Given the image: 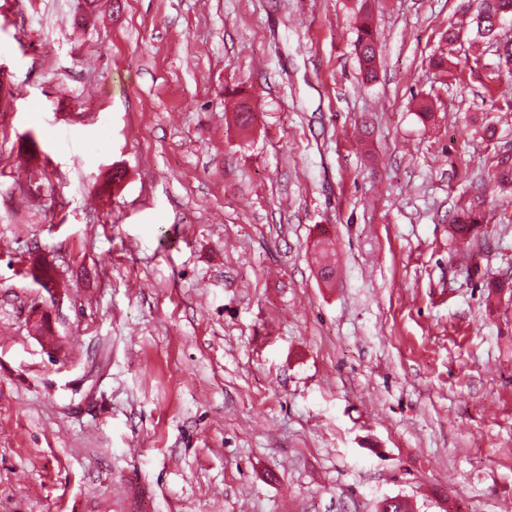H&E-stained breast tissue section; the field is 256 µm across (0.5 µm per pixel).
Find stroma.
Here are the masks:
<instances>
[{"instance_id":"stroma-1","label":"stroma","mask_w":512,"mask_h":512,"mask_svg":"<svg viewBox=\"0 0 512 512\" xmlns=\"http://www.w3.org/2000/svg\"><path fill=\"white\" fill-rule=\"evenodd\" d=\"M479 8L0 0V512H512V74L430 65ZM358 37L355 50L359 58L364 77L372 81L377 77V49L368 15H364L357 27ZM483 218L481 202L471 203L467 208L461 209L455 216L451 234L456 239H468L476 224H481Z\"/></svg>"}]
</instances>
